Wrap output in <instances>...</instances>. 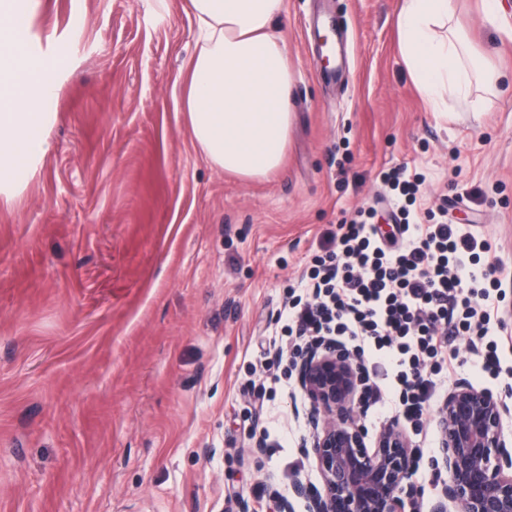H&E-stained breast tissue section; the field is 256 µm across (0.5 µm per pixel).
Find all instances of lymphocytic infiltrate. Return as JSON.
Here are the masks:
<instances>
[{
  "label": "lymphocytic infiltrate",
  "instance_id": "f902f5d3",
  "mask_svg": "<svg viewBox=\"0 0 512 512\" xmlns=\"http://www.w3.org/2000/svg\"><path fill=\"white\" fill-rule=\"evenodd\" d=\"M385 239L363 219L338 224L325 256L288 305V334L333 339L360 359L363 410L392 405L422 428L462 348L501 373L502 281L490 244L462 225L419 222L408 206Z\"/></svg>",
  "mask_w": 512,
  "mask_h": 512
}]
</instances>
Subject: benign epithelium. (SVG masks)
Segmentation results:
<instances>
[{
  "label": "benign epithelium",
  "instance_id": "obj_1",
  "mask_svg": "<svg viewBox=\"0 0 512 512\" xmlns=\"http://www.w3.org/2000/svg\"><path fill=\"white\" fill-rule=\"evenodd\" d=\"M297 384L308 400L311 457L321 486L296 480L292 496L278 499V512H408L417 496L413 476L419 449L399 425L385 426L373 445L354 419L361 400L358 367L341 345L327 342L303 353ZM512 410L499 397L466 380L449 388L438 410L439 453L446 478L431 512H512Z\"/></svg>",
  "mask_w": 512,
  "mask_h": 512
}]
</instances>
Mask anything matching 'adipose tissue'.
Masks as SVG:
<instances>
[{
	"instance_id": "ef3b65f1",
	"label": "adipose tissue",
	"mask_w": 512,
	"mask_h": 512,
	"mask_svg": "<svg viewBox=\"0 0 512 512\" xmlns=\"http://www.w3.org/2000/svg\"><path fill=\"white\" fill-rule=\"evenodd\" d=\"M283 0H190L199 51L188 67L184 108L193 138L213 165L240 178L268 177L282 164L291 121L292 74L274 21ZM448 0H401L399 46L421 93L438 102L466 95L465 41ZM27 23L16 0H0V198L10 175L51 150L41 104L52 74L24 56Z\"/></svg>"
}]
</instances>
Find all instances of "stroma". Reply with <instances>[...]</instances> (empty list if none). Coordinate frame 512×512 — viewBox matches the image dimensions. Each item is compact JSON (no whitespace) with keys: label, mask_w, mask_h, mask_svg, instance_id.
Listing matches in <instances>:
<instances>
[{"label":"stroma","mask_w":512,"mask_h":512,"mask_svg":"<svg viewBox=\"0 0 512 512\" xmlns=\"http://www.w3.org/2000/svg\"><path fill=\"white\" fill-rule=\"evenodd\" d=\"M187 3L18 0L33 59L53 68L51 151L0 201V512H278L277 494L317 481L309 405L261 392L284 370L260 354L330 230L369 209L392 223L381 169L422 174L419 217L447 211L512 276V39L481 0H451L453 22L496 81L440 112L400 54L399 0H286L291 125L261 180L193 140ZM501 361L493 378L470 355L456 375L502 395ZM403 430L433 505L438 425Z\"/></svg>","instance_id":"35a3bbf8"}]
</instances>
